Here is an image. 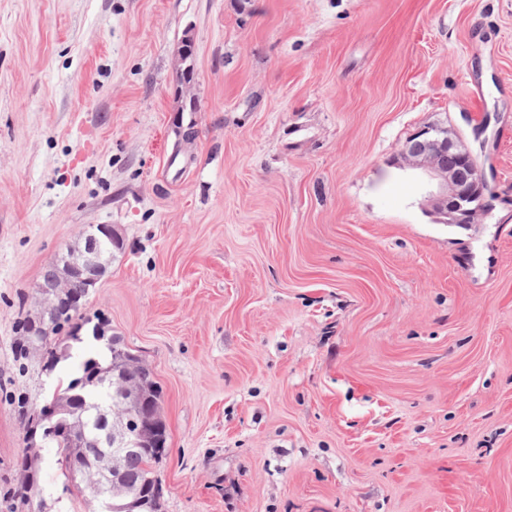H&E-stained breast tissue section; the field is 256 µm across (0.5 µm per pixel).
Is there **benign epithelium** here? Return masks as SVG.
I'll return each mask as SVG.
<instances>
[{"label": "benign epithelium", "mask_w": 512, "mask_h": 512, "mask_svg": "<svg viewBox=\"0 0 512 512\" xmlns=\"http://www.w3.org/2000/svg\"><path fill=\"white\" fill-rule=\"evenodd\" d=\"M405 160L412 166L423 170L433 181L435 189L427 196V205L431 212L443 218L445 224H473L483 213V202L475 199L473 188L481 181V172L474 166V156L462 150L455 139L448 136V129L425 126L415 132L407 141ZM117 238L110 225H99L93 233L84 237V249L74 250V246L65 248V263L57 284L53 288L36 286L41 296L39 302V327L44 332L53 329V316L50 312L54 302L77 303L81 296L69 291L70 278L80 265L100 256L101 244ZM81 414L63 402V395L54 391L50 403L40 411L28 415L24 424L27 438L25 454L19 460V468L31 470L37 468L39 455L50 439L60 433H67L72 444H79L85 435L79 426ZM159 429V414L151 403L132 404L127 411L111 417L102 416L101 430L103 440L109 451L99 458L85 461L69 473L70 482L86 485L102 484L110 489L120 483V462L112 457L110 448L138 449L145 440Z\"/></svg>", "instance_id": "obj_1"}]
</instances>
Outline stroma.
Instances as JSON below:
<instances>
[{"instance_id": "1", "label": "stroma", "mask_w": 512, "mask_h": 512, "mask_svg": "<svg viewBox=\"0 0 512 512\" xmlns=\"http://www.w3.org/2000/svg\"><path fill=\"white\" fill-rule=\"evenodd\" d=\"M430 125L476 223L404 162ZM98 224L162 512H512V0H0V494L47 388L19 323ZM42 457L48 512H101ZM449 154L456 156L453 167L443 162ZM403 155L433 181L435 189L426 200L432 213L443 218L445 224L475 223L483 213V201L476 202L473 188L476 182H482V175L474 166L475 157L460 150L457 141L448 136L447 128H421L409 138Z\"/></svg>"}]
</instances>
